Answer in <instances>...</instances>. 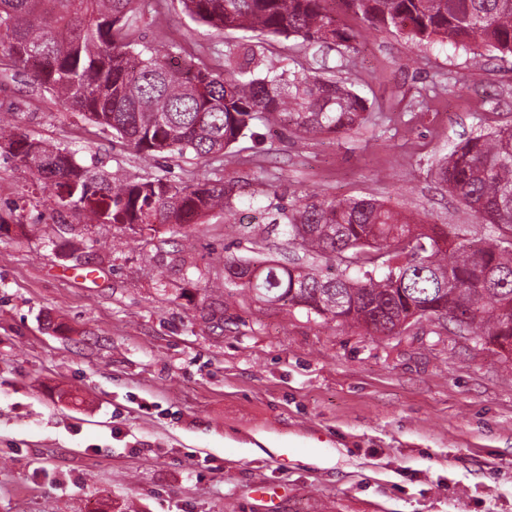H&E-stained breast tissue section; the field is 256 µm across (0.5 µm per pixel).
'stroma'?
I'll list each match as a JSON object with an SVG mask.
<instances>
[{"label": "stroma", "mask_w": 512, "mask_h": 512, "mask_svg": "<svg viewBox=\"0 0 512 512\" xmlns=\"http://www.w3.org/2000/svg\"><path fill=\"white\" fill-rule=\"evenodd\" d=\"M137 40L183 61L238 31L180 0H134ZM367 32L358 50L256 41L258 70L321 71L368 101L341 134L263 130L223 159H145L23 74L0 113L119 178L234 181L231 214L189 238L45 213L0 162V512H512V359L427 323L398 336L224 299V246L284 260L276 205L372 198L463 242L488 227L435 168L483 128L512 123V57Z\"/></svg>", "instance_id": "35a3bbf8"}]
</instances>
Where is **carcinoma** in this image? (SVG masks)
<instances>
[{
    "label": "carcinoma",
    "mask_w": 512,
    "mask_h": 512,
    "mask_svg": "<svg viewBox=\"0 0 512 512\" xmlns=\"http://www.w3.org/2000/svg\"><path fill=\"white\" fill-rule=\"evenodd\" d=\"M134 0H0V54L66 109L151 157L217 158L261 123L297 134L346 133L368 121L367 100L344 83L249 67L239 45L217 68L172 66L160 50L137 49ZM331 0H182L216 30L332 42L357 50L370 29L419 42L473 45L512 55V0H345L364 27L341 26ZM0 155L43 184L44 209L69 208L93 224L151 235L174 233L215 209L235 208L222 178L165 176L115 181L74 152L47 144L0 116ZM437 179L491 233L453 244L448 230L419 224L373 199L320 197L276 208L303 263L256 262L224 247V291L278 302L307 317L399 335L423 321L448 322L512 355V125L480 131L454 147Z\"/></svg>",
    "instance_id": "carcinoma-1"
}]
</instances>
